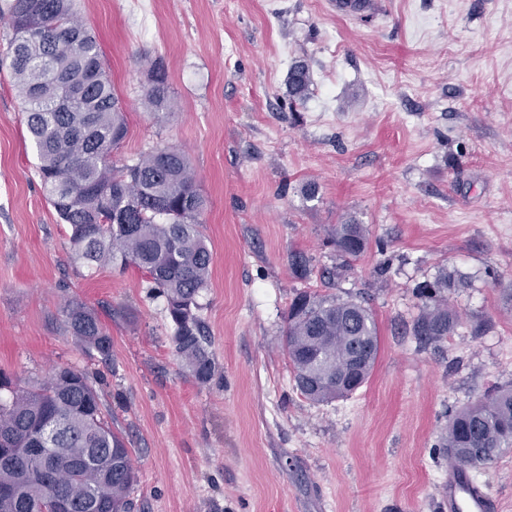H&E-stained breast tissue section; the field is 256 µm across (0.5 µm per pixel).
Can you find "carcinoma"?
I'll use <instances>...</instances> for the list:
<instances>
[{
    "mask_svg": "<svg viewBox=\"0 0 512 512\" xmlns=\"http://www.w3.org/2000/svg\"><path fill=\"white\" fill-rule=\"evenodd\" d=\"M9 24L13 87L25 109L27 131L39 160L44 195L69 226L73 259L92 269L111 264L145 273L148 288L161 294L172 323L175 355L194 379L209 382L215 363L198 315L209 287L212 255L200 216L207 199L197 188L183 151L156 147L133 164H112V152L127 137L125 112L105 71L96 37L76 18L72 0H13ZM144 97L163 110L170 104L168 73L154 61ZM312 84L309 66L295 61L288 72V107L303 103ZM330 242L341 256L367 248L364 226L349 219L336 225ZM454 279L442 273L422 286L433 301L424 305L412 332L437 343L452 335L458 314L445 292ZM64 322L88 353L109 359L112 337L99 313L71 301ZM295 388L312 404L351 395L370 378L379 351L372 312L334 294H296L283 330ZM0 448L17 452L0 459V512H41L51 497L69 499L70 512H130L137 483L133 449L112 430L100 396L81 370L54 367L33 386L0 376ZM51 421L44 446L47 465L26 454L41 422ZM448 458L485 469L512 448V386L468 403L448 418Z\"/></svg>",
    "mask_w": 512,
    "mask_h": 512,
    "instance_id": "1",
    "label": "carcinoma"
}]
</instances>
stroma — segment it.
<instances>
[{"label":"stroma","instance_id":"obj_1","mask_svg":"<svg viewBox=\"0 0 512 512\" xmlns=\"http://www.w3.org/2000/svg\"><path fill=\"white\" fill-rule=\"evenodd\" d=\"M0 0V371L34 385L86 369L133 450L134 512H445L448 417L512 385V0H380L367 20L329 0H75L124 104L131 164L185 151L208 199L213 255L199 299L215 375L175 355L164 298L135 270L75 263L41 188ZM163 60L171 103L144 100ZM311 93L289 110L288 70ZM315 183L307 200L303 188ZM355 218L348 269L327 242ZM316 268L297 278L290 256ZM460 316L441 346L411 332L441 270ZM302 290L361 296L379 353L367 383L313 405L282 346ZM98 310L112 338L82 350L61 309ZM472 476L512 512V450Z\"/></svg>","mask_w":512,"mask_h":512}]
</instances>
